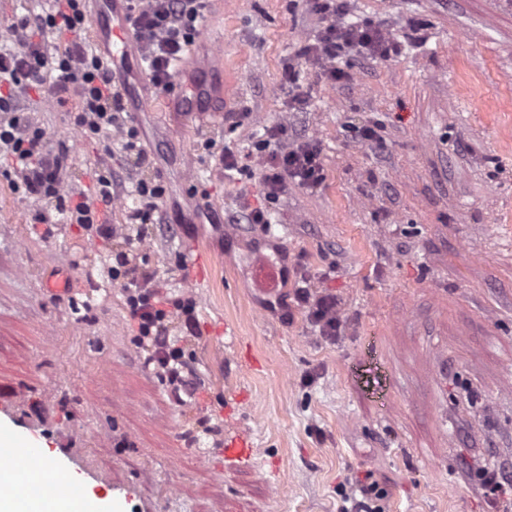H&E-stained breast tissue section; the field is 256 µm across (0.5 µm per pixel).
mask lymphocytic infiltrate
Wrapping results in <instances>:
<instances>
[{
    "instance_id": "1",
    "label": "lymphocytic infiltrate",
    "mask_w": 512,
    "mask_h": 512,
    "mask_svg": "<svg viewBox=\"0 0 512 512\" xmlns=\"http://www.w3.org/2000/svg\"><path fill=\"white\" fill-rule=\"evenodd\" d=\"M128 8L133 38L146 61L150 82L160 92L172 93L174 73L195 42L210 0H128ZM313 8L323 25L302 54L319 65L328 81L347 76L338 62L344 48L355 46L366 55L385 59L398 53V42L383 31L364 22H339L343 0H313ZM88 23L86 0H48L46 12L12 24L17 49L0 52V176L15 192L55 201L67 221L87 234L123 239L126 250L116 256L111 275L124 290L136 341L145 353L143 364L165 378L175 399H191L197 393L193 373L166 322L173 309L192 316L193 299L168 298L156 289L151 274L131 266V257L143 252L146 237L125 234L122 226L104 222L105 210L116 199L111 169L96 174L94 200L69 195L63 178L68 152H49L45 129L22 108L23 101L34 95L61 104L66 93L76 92L80 106L73 125L85 140L117 137L125 158L140 165L149 163L135 130L124 121L125 105L111 69L81 41L80 33ZM261 148L268 153L261 163L268 199H277L291 184L305 189L321 184L320 151L312 141L289 140L285 127L278 126L268 131ZM294 296L320 335L335 339L340 329L335 294L313 287L305 278L296 285Z\"/></svg>"
}]
</instances>
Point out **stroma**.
I'll list each match as a JSON object with an SVG mask.
<instances>
[{
    "mask_svg": "<svg viewBox=\"0 0 512 512\" xmlns=\"http://www.w3.org/2000/svg\"><path fill=\"white\" fill-rule=\"evenodd\" d=\"M345 19L385 29L400 51L346 49L350 77L333 86L301 68L312 97L300 112L284 109L285 66L322 26L307 0H213L175 91L149 108L144 70L128 71L127 121L151 164L117 170L108 218L136 234V182L164 185L143 260L170 297L196 302L193 324L168 320L199 384L192 403L143 366L110 273L122 240L88 237L0 180V433L98 498L125 487L117 512H498L470 463L512 478V0H348ZM234 76L235 109L250 115L235 128ZM77 104L71 92L26 108L49 148L68 146V191L87 195L121 145L82 139ZM283 122L289 139L318 143L325 179L269 205L259 165L225 170L219 156L254 152ZM249 205L267 206L270 227L243 223ZM188 241L204 250L200 288ZM261 256L335 293V341L290 279L258 291ZM240 390L247 402L227 411ZM237 434L251 461L225 457ZM365 474L377 496L357 489Z\"/></svg>",
    "mask_w": 512,
    "mask_h": 512,
    "instance_id": "35a3bbf8",
    "label": "stroma"
}]
</instances>
